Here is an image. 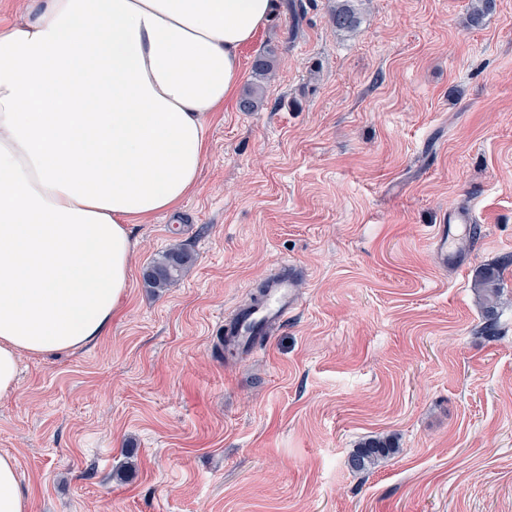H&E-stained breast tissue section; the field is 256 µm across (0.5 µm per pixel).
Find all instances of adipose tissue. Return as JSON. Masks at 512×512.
<instances>
[{
  "mask_svg": "<svg viewBox=\"0 0 512 512\" xmlns=\"http://www.w3.org/2000/svg\"><path fill=\"white\" fill-rule=\"evenodd\" d=\"M274 0H30L0 28V395L76 351L129 286L131 225L195 189L208 126ZM0 454V512H26Z\"/></svg>",
  "mask_w": 512,
  "mask_h": 512,
  "instance_id": "1",
  "label": "adipose tissue"
}]
</instances>
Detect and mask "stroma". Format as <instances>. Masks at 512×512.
I'll use <instances>...</instances> for the list:
<instances>
[{
  "instance_id": "35a3bbf8",
  "label": "stroma",
  "mask_w": 512,
  "mask_h": 512,
  "mask_svg": "<svg viewBox=\"0 0 512 512\" xmlns=\"http://www.w3.org/2000/svg\"><path fill=\"white\" fill-rule=\"evenodd\" d=\"M289 0L242 52L274 50L263 107L231 105L177 212L133 225L130 287L87 348L22 357L0 453L27 512H512V0ZM477 224L443 268L461 199ZM174 244L195 262L143 286ZM302 266L298 310L229 356L224 320ZM502 273L483 334V268ZM398 451L368 472L361 442ZM365 0H336V6L332 9L330 22L337 33H350L354 31L359 22L360 8ZM474 222V208L470 200L459 202L449 208L448 218L445 217L443 224H439L432 241L439 252L443 268H448V263L454 265L455 261L454 241H449L452 225L467 228L469 224H474ZM193 254L183 246L172 245L158 254L143 272L145 288L161 293L174 287L193 265ZM397 448L387 438L370 440L357 448L348 458L352 470L365 471L376 467L382 460L393 454Z\"/></svg>"
}]
</instances>
